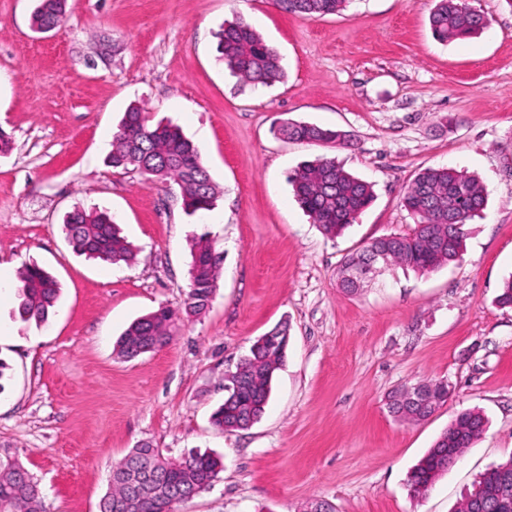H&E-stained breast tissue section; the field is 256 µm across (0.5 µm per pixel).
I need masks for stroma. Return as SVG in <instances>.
<instances>
[{"instance_id": "obj_1", "label": "stroma", "mask_w": 512, "mask_h": 512, "mask_svg": "<svg viewBox=\"0 0 512 512\" xmlns=\"http://www.w3.org/2000/svg\"><path fill=\"white\" fill-rule=\"evenodd\" d=\"M36 0H0V265L37 263L61 290L46 324L0 297V457L41 486L45 512H99L112 465L149 442L171 459L223 455L214 485L176 512H454L475 479L512 457V7L467 0L487 29L465 43L429 30L433 0H348L307 18L271 0H67L49 33ZM247 20L281 55L283 82L240 88L217 59L225 22ZM178 125L217 187L207 218L176 185L108 166L127 107ZM350 134L325 148L278 138L280 119ZM328 154L376 198L336 239L296 201L290 175ZM479 177L487 196L462 258L429 274L379 267L357 294L337 286L345 257L409 231L402 192L422 169ZM114 214L131 265L70 247L75 206ZM224 254L210 309L185 316L194 240ZM166 306L163 349L126 360L117 337ZM289 329L265 412L220 432L226 377L277 325ZM445 380L448 401L408 423L387 410L405 383ZM488 424L422 498L407 474L460 411Z\"/></svg>"}]
</instances>
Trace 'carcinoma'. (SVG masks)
Segmentation results:
<instances>
[{
  "instance_id": "obj_1",
  "label": "carcinoma",
  "mask_w": 512,
  "mask_h": 512,
  "mask_svg": "<svg viewBox=\"0 0 512 512\" xmlns=\"http://www.w3.org/2000/svg\"><path fill=\"white\" fill-rule=\"evenodd\" d=\"M347 0H274L280 10L304 17H320L343 9ZM66 0H39L32 16L35 29L55 26L65 12ZM432 35L441 42L465 41L486 27L480 13L464 0H435L429 15ZM219 60L243 86H272L285 77L281 57L250 25L235 21L218 33ZM278 134L310 144L340 145L346 134L307 122L283 121ZM108 164L136 170L151 181L174 183L181 190L182 205L189 213L209 211L216 186L202 164L199 152L181 130L162 122L151 125L143 108H130L112 136ZM305 212L328 238L338 237L375 199L373 185L347 172L330 156H318L302 164L289 178ZM455 199V219L448 221V199ZM403 207L414 221L407 233L382 235L348 255L340 269V287L357 292L371 274L370 267L403 265L430 273L460 260L467 236L466 226L484 209L486 194L479 178L454 168H426L405 187ZM67 238L73 250L111 264L130 263L135 248L106 212L76 206L65 218ZM224 257L209 240L200 237L192 247L189 291L184 302L188 314L205 312L214 298ZM19 311L38 324L48 320L58 296L56 281L41 267L24 266L17 274ZM178 316L161 306L133 321L116 342L117 353L135 359L165 347L171 340ZM270 338L256 340L225 385L224 403L212 414L218 430L246 429L258 422L268 403L274 372L288 347V327L279 325ZM433 389L432 399L421 407L406 400L410 385L401 386L388 400L397 419L418 422L446 403L448 383L421 381ZM485 418L467 410L458 413L434 447L408 475L411 494L423 497L436 479L453 465L454 455L470 447L483 433ZM223 471L215 453H195L181 461L165 457L148 443L131 449L112 467L108 491L100 512H174L185 501L183 493L196 486L212 485ZM455 512H512V458L491 467ZM0 512H43L39 484L16 459H0Z\"/></svg>"
}]
</instances>
